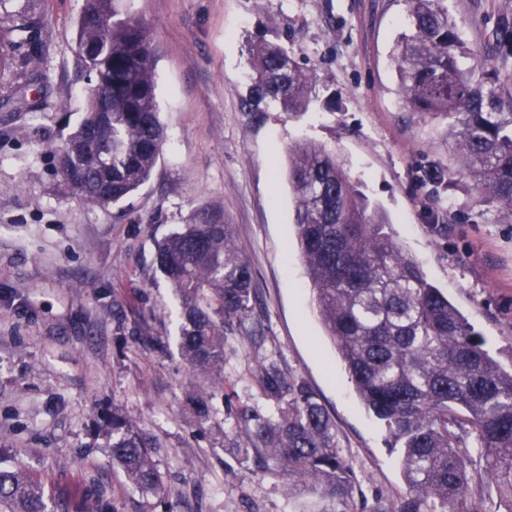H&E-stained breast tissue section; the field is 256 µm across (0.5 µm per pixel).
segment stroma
<instances>
[{
    "label": "stroma",
    "mask_w": 512,
    "mask_h": 512,
    "mask_svg": "<svg viewBox=\"0 0 512 512\" xmlns=\"http://www.w3.org/2000/svg\"><path fill=\"white\" fill-rule=\"evenodd\" d=\"M446 5L477 76L512 100V0ZM84 6L0 0V464L40 480L52 512H341L275 462L237 461L241 410H276L255 378L273 362L328 412L353 512H399V454L313 311L284 171L296 140L334 151L428 280L512 360V214L457 175L447 118L403 102L407 0H119L149 33L166 141L150 180L107 208L68 193L56 166L89 89L74 52ZM260 39L312 70L308 112L242 110ZM204 213L233 225L258 301L224 332V392L205 418L189 404L199 380L179 349L180 300L154 264L156 242ZM116 413L149 442L160 497L113 468Z\"/></svg>",
    "instance_id": "obj_1"
}]
</instances>
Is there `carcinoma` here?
<instances>
[{
	"label": "carcinoma",
	"instance_id": "carcinoma-1",
	"mask_svg": "<svg viewBox=\"0 0 512 512\" xmlns=\"http://www.w3.org/2000/svg\"><path fill=\"white\" fill-rule=\"evenodd\" d=\"M409 33L396 68L413 112L446 115L458 172L481 197L512 214V111L461 60L473 58L448 23L444 0H408ZM75 54L90 81L84 116L56 148L68 191L116 204L143 186L162 153L150 41L141 20L120 17L117 0H87ZM246 112L308 110L312 84L294 51L258 41L248 47ZM296 246L313 302L355 391L381 421L413 497L400 512H470L466 439L486 461L496 492L512 512V364L501 363L440 289L397 242L386 214L370 206L344 163L324 145L288 149ZM154 263L182 308L180 350L210 387L224 389V330L256 305L248 262L232 225L216 216L186 224L156 243ZM274 414L246 411L238 423L248 446L240 464L264 453L298 482L319 484L348 504L352 483L332 422L315 395L286 380L273 363L259 371ZM112 463L145 495L161 493L149 444L112 413ZM0 512H48L42 485L0 468Z\"/></svg>",
	"mask_w": 512,
	"mask_h": 512
}]
</instances>
